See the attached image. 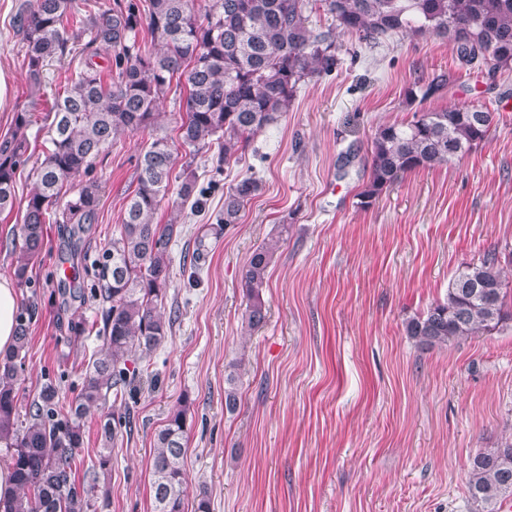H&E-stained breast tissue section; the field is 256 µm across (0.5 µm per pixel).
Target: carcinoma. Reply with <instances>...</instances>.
<instances>
[{"mask_svg":"<svg viewBox=\"0 0 512 512\" xmlns=\"http://www.w3.org/2000/svg\"><path fill=\"white\" fill-rule=\"evenodd\" d=\"M336 28L367 43L403 30L449 39L465 66L484 63L490 76L512 67V0H323ZM306 0H26L16 16L31 85L41 83L47 62L78 60L61 94L48 108L51 148L35 168L34 186L19 225L14 276L26 284L29 268L46 246V220L72 224L78 233L96 219L102 189L90 174L97 159L125 133L157 125L158 106L174 76H185L181 145L216 147L217 163L236 161L255 136L289 111L306 78L338 64L330 34L314 35L305 25ZM83 25L87 41L74 56L69 28ZM101 48L114 51V68L94 61ZM477 107L450 105L414 113L405 124H383L370 142V174L359 193L367 208L408 173L451 162L486 143L494 121L481 124ZM36 107L15 112L13 129L0 139V211L13 206L16 172L26 161L27 131ZM174 144L155 134L137 163L136 186L128 195L118 234L103 249L96 268L101 303V354L83 369L79 393L59 404L60 387L45 383L20 418L15 385L29 343L30 318H17L16 343L0 355V445L9 452L15 487L0 499V512H90L97 475L77 479L85 439V417L97 421L104 446L121 433L122 416L106 410L123 398L129 365L153 353L170 323L161 308L170 286L169 244L177 225L160 224L156 214L169 197L176 164ZM186 163L176 206L196 194ZM261 184L246 177L224 195L218 235L237 223ZM277 242L259 246L241 274L247 305L244 323L261 327L267 309L262 289ZM512 253L488 250L478 263L457 270L445 298L410 318L406 335L429 349L490 333L512 319V289L503 266ZM472 282L484 284L475 294ZM191 402L170 409L154 438L151 488L154 512H184L187 481L184 457ZM469 499L479 512H496L512 496V442L476 453L467 471Z\"/></svg>","mask_w":512,"mask_h":512,"instance_id":"obj_1","label":"carcinoma"}]
</instances>
